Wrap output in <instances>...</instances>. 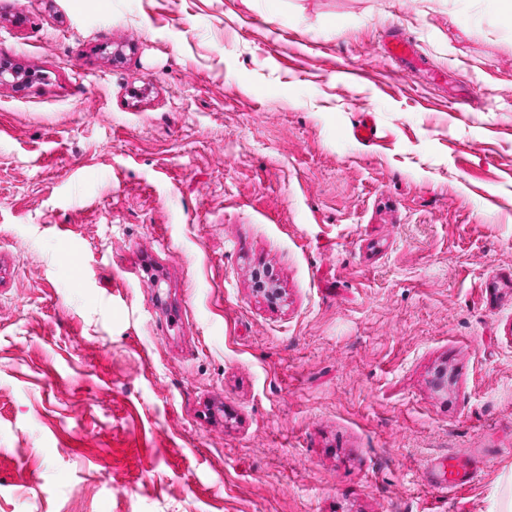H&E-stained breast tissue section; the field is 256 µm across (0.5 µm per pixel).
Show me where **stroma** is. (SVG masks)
Returning <instances> with one entry per match:
<instances>
[{
    "instance_id": "35a3bbf8",
    "label": "stroma",
    "mask_w": 512,
    "mask_h": 512,
    "mask_svg": "<svg viewBox=\"0 0 512 512\" xmlns=\"http://www.w3.org/2000/svg\"><path fill=\"white\" fill-rule=\"evenodd\" d=\"M390 29L441 85L394 73ZM1 61L30 81L0 83V512H492L495 0H0ZM448 453L473 479L445 493ZM427 470L432 482L441 489L457 490L471 480V466L452 454L430 459Z\"/></svg>"
}]
</instances>
